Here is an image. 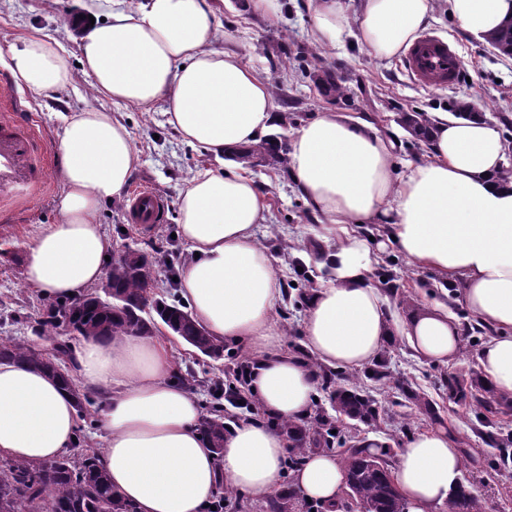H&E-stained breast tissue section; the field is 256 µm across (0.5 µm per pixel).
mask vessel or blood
Wrapping results in <instances>:
<instances>
[{"label": "vessel or blood", "mask_w": 512, "mask_h": 512, "mask_svg": "<svg viewBox=\"0 0 512 512\" xmlns=\"http://www.w3.org/2000/svg\"><path fill=\"white\" fill-rule=\"evenodd\" d=\"M409 76L426 88L452 87L462 77V63L450 42L438 35L420 36L405 52ZM33 128L15 110L13 87L0 81V201L10 204L27 190L44 187L48 156H35ZM167 203L157 193L140 190L127 211L132 224L151 227L166 220Z\"/></svg>", "instance_id": "b4317fda"}]
</instances>
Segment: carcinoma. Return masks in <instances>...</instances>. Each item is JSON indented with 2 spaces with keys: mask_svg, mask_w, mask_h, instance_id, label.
I'll list each match as a JSON object with an SVG mask.
<instances>
[{
  "mask_svg": "<svg viewBox=\"0 0 512 512\" xmlns=\"http://www.w3.org/2000/svg\"><path fill=\"white\" fill-rule=\"evenodd\" d=\"M487 43L500 55L512 57V20L487 38ZM323 91L333 97L346 96L342 80L329 67L308 74ZM414 142L426 141L429 119L424 112H412L401 118ZM288 145L284 135L274 134L258 146H244L234 154V160L248 164L264 163L273 168L286 167ZM157 264L155 257L139 250L124 257L118 255L106 267L112 284V301L99 302L90 296L84 301H56L43 306L34 332L51 334L70 322V333L89 338L137 336L153 338L164 327L192 347L196 354L215 362L224 359V342L211 336L193 319L177 300H168L171 291L160 289L158 280L140 275L141 264ZM71 358L68 344H58L46 352L23 339H0V363L26 366L51 378L73 399L80 418L85 419L93 399L77 386L74 377L65 371ZM319 385L328 395L336 415L316 412L301 421H283L280 430L288 438L289 463L299 467L306 449L334 447L343 449L342 462L352 486V499L342 500L340 512H404L401 494L394 482L389 451L371 454L360 445L350 443L344 434V420L377 427L384 410L379 402L363 390L358 378L331 368L316 366ZM227 382L216 384L210 393L212 405L199 425V431L216 453L224 448V436L229 425L224 415L225 399L239 407L252 409V403L242 394L245 379L241 368L224 372ZM374 382L391 378L389 360L382 355L364 372ZM448 394L459 405L474 409L484 427L481 436L490 448L512 447V432L493 423L489 416L500 413L502 402L490 390L484 379L470 380L457 374L448 375ZM401 395L405 402L424 414L432 423L441 419L431 403L421 393L407 386ZM75 452L52 459L17 461L0 456V512H131V507L113 490L110 479L100 466L98 452L87 448V435L79 429ZM269 512H301L304 508L291 491L275 495ZM448 512H485L482 499L470 486L460 485L448 503Z\"/></svg>",
  "mask_w": 512,
  "mask_h": 512,
  "instance_id": "carcinoma-1",
  "label": "carcinoma"
}]
</instances>
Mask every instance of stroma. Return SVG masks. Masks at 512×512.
<instances>
[{"label":"stroma","instance_id":"obj_1","mask_svg":"<svg viewBox=\"0 0 512 512\" xmlns=\"http://www.w3.org/2000/svg\"><path fill=\"white\" fill-rule=\"evenodd\" d=\"M94 0H0V78H10V52L22 36L39 33L55 39L77 58L78 37L73 27L75 17ZM248 0H228L219 15L221 29L231 34L233 45L244 61L270 84L277 112L297 113L307 120L315 113L335 109L352 117H363L385 129L398 132L402 148L398 162L421 156L420 147L402 132L398 118L404 112H440L445 105L464 100L474 111L486 115L502 138L512 137V58L503 57L482 41L468 36L452 19L445 0H436L426 31L445 37L464 61L465 81L453 88L419 87L407 74L401 59L379 60L356 46L351 37H342L336 47L319 54L309 41L312 18L306 0H282L283 9L274 18L253 13ZM308 68L331 67L343 77L350 90L348 100H334L325 95L311 79L302 77L300 64ZM20 113L32 120L40 132L36 149L56 148L63 129V117L85 108L111 111L129 128L140 153V166L133 185H147L163 196L169 205L167 221L150 233L128 223L126 199L102 205L97 214L99 224L111 237L115 250L131 246L164 260L171 252L187 257L186 244L177 237L178 196L193 172L216 166L215 157L184 143L166 122L163 105L146 113L133 107L116 106L110 100L91 93L80 67H73L69 84L45 95H36L24 86H16ZM252 175L268 196L269 213L260 225L258 236L269 251L283 288L297 281L293 259H300L313 281L325 273L304 253L316 237V222L297 192L286 171L276 172L263 166L252 168ZM49 186L32 191L11 206L0 217V337L24 338L36 346L50 350L57 343L70 342L79 348L80 339L65 332L51 337L36 336L32 330L43 298L29 286L24 276L23 245L45 225L58 221L55 208L61 190L59 165L48 172ZM384 259L395 260L394 271L403 286L402 294H386L390 311L399 317L446 301L448 315L460 320L468 308L462 295L443 296L433 272L410 265L395 248H387ZM173 356L174 378L194 375L190 389L202 407H209V388L219 370L251 362L252 356L243 344L225 342V357L213 362L198 356L180 339H164ZM482 341L462 338L456 360L436 363L418 356L400 336L392 337L386 349L392 378L385 384L367 383L368 392L387 410L389 417L379 428L362 424L352 426L356 439L379 438L391 456H398L406 439L414 433L430 429L431 423L418 410L406 405L400 395L408 385L425 395L437 408L450 429V436L463 460L461 480L471 484L492 512H512V465L495 471L488 461L497 457L496 449L487 447L477 432L474 411L455 404L448 397L445 380L449 373H468L478 368Z\"/></svg>","mask_w":512,"mask_h":512}]
</instances>
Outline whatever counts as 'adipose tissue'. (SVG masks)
Returning a JSON list of instances; mask_svg holds the SVG:
<instances>
[{"mask_svg":"<svg viewBox=\"0 0 512 512\" xmlns=\"http://www.w3.org/2000/svg\"><path fill=\"white\" fill-rule=\"evenodd\" d=\"M463 31L486 39L512 19V0H446ZM435 0H307L311 44L341 35L378 59H391L423 31ZM221 26L214 0H145L130 9L112 0L105 21L85 25L81 66L91 91L112 103L153 111L219 165L195 172L178 198V226L190 252L180 294L212 336L253 354L250 389L264 418L233 426L222 453L205 444L196 396L171 378L173 361L156 339L118 336L84 341L75 368L100 396L105 444L99 455L114 492L134 512H207L220 486L264 499L283 481L287 438L268 417L297 421L310 410L315 364L359 368L394 334L421 357L456 359L460 330L443 305L401 319L369 280L387 245L443 283L461 284L473 317L493 328L479 363L491 389L512 396V177L502 174L503 143L484 118L435 112L426 158L396 168V133L341 112H320L288 145L290 174L318 223L327 273L303 325L310 360L282 353L276 320L282 283L258 228L269 205L263 188L230 154L267 138L278 121L269 83L233 51L215 48ZM19 84L42 94L71 80L69 57L48 37L23 38L11 53ZM60 223L26 245L25 280L40 297L86 296L105 275L112 241L97 213L121 198L140 161L124 122L104 109L66 118L58 145ZM383 227L370 240L366 226ZM71 398L43 375L0 364V454L42 460L73 445ZM462 457L441 430L408 437L394 476L406 512H432L460 483ZM344 468L335 456L309 454L295 490L336 504Z\"/></svg>","mask_w":512,"mask_h":512,"instance_id":"obj_1","label":"adipose tissue"}]
</instances>
